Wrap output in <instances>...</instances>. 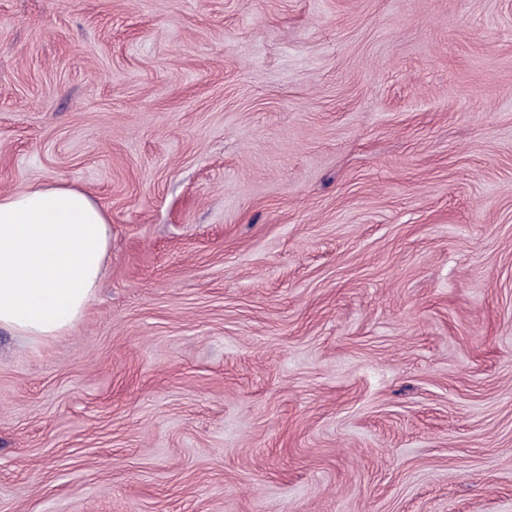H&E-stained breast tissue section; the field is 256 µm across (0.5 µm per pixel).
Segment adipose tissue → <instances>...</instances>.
Listing matches in <instances>:
<instances>
[{
  "mask_svg": "<svg viewBox=\"0 0 512 512\" xmlns=\"http://www.w3.org/2000/svg\"><path fill=\"white\" fill-rule=\"evenodd\" d=\"M111 248L108 213L82 189L35 184L0 194V327L29 338L68 333Z\"/></svg>",
  "mask_w": 512,
  "mask_h": 512,
  "instance_id": "adipose-tissue-1",
  "label": "adipose tissue"
}]
</instances>
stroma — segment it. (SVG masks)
Masks as SVG:
<instances>
[{
  "instance_id": "obj_1",
  "label": "stroma",
  "mask_w": 512,
  "mask_h": 512,
  "mask_svg": "<svg viewBox=\"0 0 512 512\" xmlns=\"http://www.w3.org/2000/svg\"><path fill=\"white\" fill-rule=\"evenodd\" d=\"M58 182L112 251L0 328V512H512V0H0Z\"/></svg>"
}]
</instances>
